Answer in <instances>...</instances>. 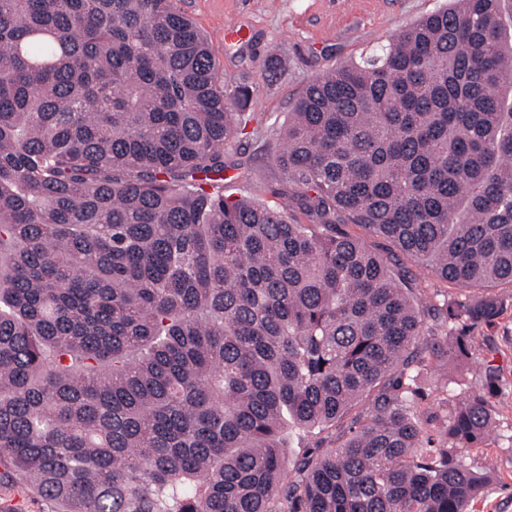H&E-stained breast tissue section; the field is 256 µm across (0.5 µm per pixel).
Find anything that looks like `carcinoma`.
Wrapping results in <instances>:
<instances>
[{"instance_id":"1","label":"carcinoma","mask_w":512,"mask_h":512,"mask_svg":"<svg viewBox=\"0 0 512 512\" xmlns=\"http://www.w3.org/2000/svg\"><path fill=\"white\" fill-rule=\"evenodd\" d=\"M512 0H448L310 81L285 205L224 196L251 121L174 0H0V463L51 512H471L500 370L418 413L512 285ZM293 208L305 220L288 217ZM358 224L464 294L413 298ZM371 397L342 444L291 460Z\"/></svg>"}]
</instances>
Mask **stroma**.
Listing matches in <instances>:
<instances>
[{"mask_svg":"<svg viewBox=\"0 0 512 512\" xmlns=\"http://www.w3.org/2000/svg\"><path fill=\"white\" fill-rule=\"evenodd\" d=\"M207 34L228 86L251 88L254 120L224 152V191L270 205L281 204V173L274 161L278 130L292 99L312 79L357 60L402 27L441 7L444 0H175ZM243 23L248 43L228 46L225 26ZM282 67L271 70L269 58ZM505 304L497 325L473 331L475 358L432 362L422 379V409L447 413L460 402V383L470 381L479 363L495 365L503 388L494 402L499 436L472 453L474 466L493 460L494 480L474 512H512V286L496 289Z\"/></svg>","mask_w":512,"mask_h":512,"instance_id":"obj_1","label":"stroma"}]
</instances>
